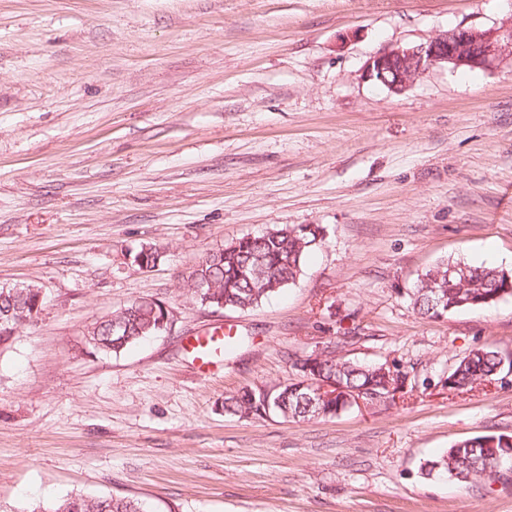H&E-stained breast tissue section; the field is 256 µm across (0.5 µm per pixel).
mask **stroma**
Returning a JSON list of instances; mask_svg holds the SVG:
<instances>
[{"label": "stroma", "mask_w": 512, "mask_h": 512, "mask_svg": "<svg viewBox=\"0 0 512 512\" xmlns=\"http://www.w3.org/2000/svg\"><path fill=\"white\" fill-rule=\"evenodd\" d=\"M512 0H0V286L35 283L36 326L0 345V512L74 493L149 512H512V480L423 476L454 442L512 434V374L451 391L472 350L512 356V296L428 319L409 294L448 258L512 269V56L434 68L404 93L369 57ZM325 230L252 310L183 277L244 237ZM164 251L141 270L137 249ZM166 332L85 345L133 300ZM242 343L200 377L183 349ZM406 374L400 397L294 422L224 413L319 346Z\"/></svg>", "instance_id": "35a3bbf8"}]
</instances>
